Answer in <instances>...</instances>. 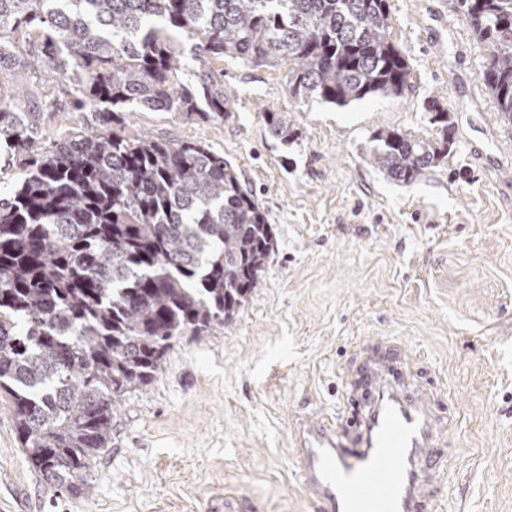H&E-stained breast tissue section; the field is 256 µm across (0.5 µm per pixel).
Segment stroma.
I'll list each match as a JSON object with an SVG mask.
<instances>
[{"instance_id":"1","label":"stroma","mask_w":512,"mask_h":512,"mask_svg":"<svg viewBox=\"0 0 512 512\" xmlns=\"http://www.w3.org/2000/svg\"><path fill=\"white\" fill-rule=\"evenodd\" d=\"M391 40L407 56L401 97L344 107L292 98L285 67L215 60L221 121L177 112L119 113L126 131L200 142L224 156L267 212L276 244L248 301L205 336L177 340L156 380L127 394L88 486L56 491L28 466L0 399V512H316L291 459L293 425L341 405L352 344L383 338L418 358L450 400V512H512V129L480 72L489 52L456 0H389ZM41 85L46 140L83 118L53 111L65 94L30 71L0 84ZM453 121L441 164L411 184L368 153L381 131H436L425 103ZM288 113L293 144L273 138ZM268 115V125L272 136L281 139L284 144L292 143L295 132L292 130L288 115H284L282 112H271Z\"/></svg>"}]
</instances>
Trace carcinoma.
Segmentation results:
<instances>
[{
  "label": "carcinoma",
  "mask_w": 512,
  "mask_h": 512,
  "mask_svg": "<svg viewBox=\"0 0 512 512\" xmlns=\"http://www.w3.org/2000/svg\"><path fill=\"white\" fill-rule=\"evenodd\" d=\"M457 5L512 126V0ZM390 27L389 0H0V69L64 84L90 115L45 148L41 113L7 102L35 90L0 84V142L23 174L0 197V396L46 483L83 490L121 398L154 382L175 340L231 321L274 250L267 213L223 155L119 130L115 113L224 119L210 61L226 56L288 64L295 99L400 97L412 69ZM186 49L199 65L184 83ZM425 111L438 138L374 137L370 160L389 178L413 182L448 156V109ZM268 125L293 142L284 113Z\"/></svg>",
  "instance_id": "cac0c4a2"
}]
</instances>
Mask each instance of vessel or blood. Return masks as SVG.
<instances>
[{"mask_svg": "<svg viewBox=\"0 0 512 512\" xmlns=\"http://www.w3.org/2000/svg\"><path fill=\"white\" fill-rule=\"evenodd\" d=\"M341 379L350 416L316 411L292 435L299 484L318 512H441L452 417L420 367L371 340Z\"/></svg>", "mask_w": 512, "mask_h": 512, "instance_id": "b4317fda", "label": "vessel or blood"}]
</instances>
